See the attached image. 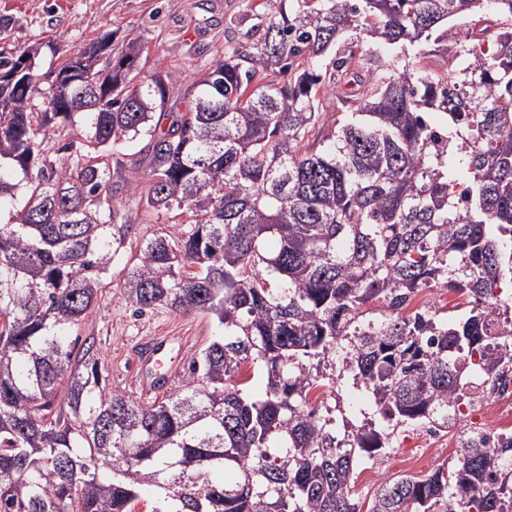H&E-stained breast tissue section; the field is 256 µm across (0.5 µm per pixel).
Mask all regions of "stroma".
Listing matches in <instances>:
<instances>
[{"label":"stroma","instance_id":"1","mask_svg":"<svg viewBox=\"0 0 512 512\" xmlns=\"http://www.w3.org/2000/svg\"><path fill=\"white\" fill-rule=\"evenodd\" d=\"M250 6V0H0V31L9 48L37 47L36 71L46 91L59 57L107 32L116 57L129 41H137L143 49L137 71L163 76L168 88L165 109L170 112L183 110L188 92L223 59L230 26H249ZM187 221V215L174 213L155 222L135 220L125 238L112 244L116 255L101 275L95 310L68 331L72 337L95 338L113 388L133 398L141 395L137 353L145 339L165 338L164 356L170 361L205 348L220 333L208 314L183 316L158 308L138 315L123 295L121 285L141 243L162 230L181 231ZM448 455L447 448L424 447L418 429L399 431L380 464L358 467L354 496L367 501L387 478L424 476Z\"/></svg>","mask_w":512,"mask_h":512}]
</instances>
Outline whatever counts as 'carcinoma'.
<instances>
[{"label":"carcinoma","mask_w":512,"mask_h":512,"mask_svg":"<svg viewBox=\"0 0 512 512\" xmlns=\"http://www.w3.org/2000/svg\"><path fill=\"white\" fill-rule=\"evenodd\" d=\"M276 4L158 121L162 77L127 88L110 33L47 101L36 49L0 51V200L27 190L0 221V512H133L145 496L152 512H512V445L470 437L365 510L352 491L398 430L448 429L468 368L512 363V322L490 335L509 314L491 285L512 287V0ZM480 42L493 52L470 58ZM139 136L145 181L105 161ZM124 188L148 221L190 214L141 246L122 284L135 312L224 328L154 401L113 389L95 339L67 336L131 228ZM426 288L462 313L413 306ZM245 363L260 399L235 381ZM329 370L332 393L350 380L372 409L341 432L339 406H308Z\"/></svg>","instance_id":"cac0c4a2"}]
</instances>
